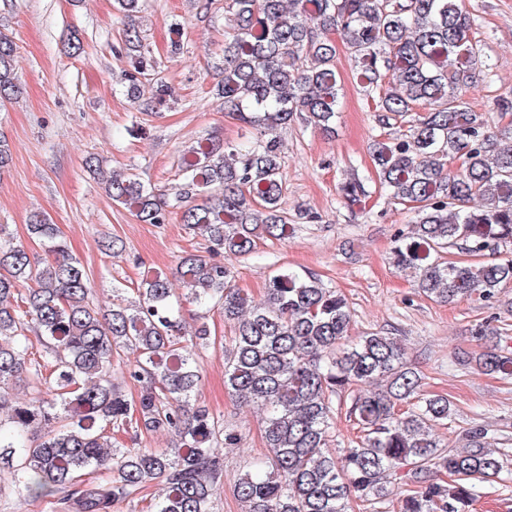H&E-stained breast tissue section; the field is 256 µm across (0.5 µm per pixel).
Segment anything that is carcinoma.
<instances>
[{"label": "carcinoma", "instance_id": "1", "mask_svg": "<svg viewBox=\"0 0 512 512\" xmlns=\"http://www.w3.org/2000/svg\"><path fill=\"white\" fill-rule=\"evenodd\" d=\"M219 94L224 111L255 131L247 145L207 137L183 156L181 180L162 193L135 175H112L105 189L139 221L162 224L170 210L202 230L208 254L188 253L177 268L182 295L217 308L229 325L224 384L264 414L272 452L237 480L247 512H347L349 500L377 510L391 495V475L409 468L412 489L400 512H468L476 487L500 477L509 449L492 448L477 425L454 448L436 434L452 408L444 396L423 397L421 376L391 336L348 335L346 299L317 277L280 270L257 301L234 285L232 258L256 241L285 242L295 224L283 208V142L271 131L296 120L333 132L339 104L336 48L340 33L357 79L376 112L380 133L370 150L387 199L416 213L399 233L391 262L411 271L430 299L490 302L512 284V260L486 261L512 243V124L491 123L466 93L490 65L472 34L465 0H224ZM124 79L133 103L148 110L174 98L143 51L138 31L124 32ZM16 44L0 31V101L22 93ZM351 206L370 196L352 174L339 187ZM43 246L38 261L0 224V471L14 475L34 501L69 488L63 512H112L153 481L164 493L139 512H212L224 476L222 448L241 435L196 403L197 352L211 344L201 322L187 331L169 277L142 279L138 299L113 296L103 310L91 297L84 265L69 254L58 226L41 214L27 224ZM468 256L449 260L451 250ZM472 359L487 375L512 377V351L487 322ZM127 353L128 398L113 382ZM28 374L53 391L21 401L15 385ZM360 428L356 445L329 452L336 399ZM163 431L175 451L128 448L116 435ZM85 470L105 471L84 479Z\"/></svg>", "mask_w": 512, "mask_h": 512}]
</instances>
